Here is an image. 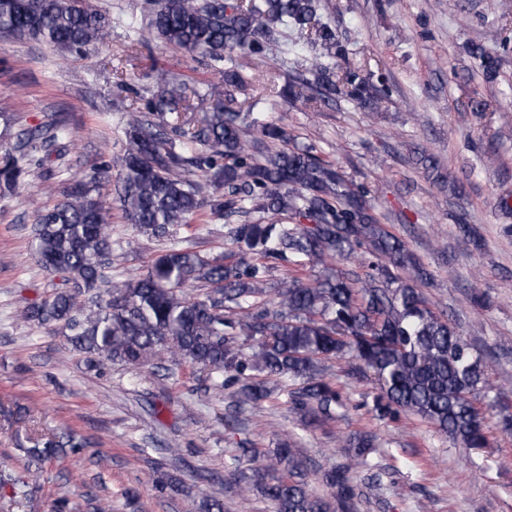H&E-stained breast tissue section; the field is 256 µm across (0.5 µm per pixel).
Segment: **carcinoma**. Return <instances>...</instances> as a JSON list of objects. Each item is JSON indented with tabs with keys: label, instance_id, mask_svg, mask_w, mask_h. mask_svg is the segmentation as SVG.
<instances>
[{
	"label": "carcinoma",
	"instance_id": "obj_1",
	"mask_svg": "<svg viewBox=\"0 0 512 512\" xmlns=\"http://www.w3.org/2000/svg\"><path fill=\"white\" fill-rule=\"evenodd\" d=\"M320 0H144L136 42L158 40L181 49L206 70L240 86L242 60L264 56L277 26L308 36L330 57L342 52L336 31L322 21ZM112 18L91 0H0V31L45 43L62 53L87 56L106 43ZM483 72L498 70L499 56L476 45ZM303 82L310 101L345 95L378 104L384 87L347 72L333 80L322 63ZM157 91L136 97L125 121L115 203L132 229L164 237L174 228L224 221L234 250L208 257L172 247L153 257L145 273L114 285L109 218L101 195L110 167L94 166L61 190V199L35 211L33 244L42 266L65 275L69 287L26 305L19 319L60 325L71 345L88 355L131 365L188 363L213 375L207 391L224 389L229 375L246 401L282 400L305 424L337 418L343 400L325 375V362L350 359L352 371L380 385L372 411L380 419L402 411L432 424L465 448H485L484 413L505 398L491 384L481 356L420 290L409 270L429 278L404 242L381 224L364 187L312 146L288 147L286 132L261 127L247 141L246 115L224 103L210 85L209 111L200 121L182 111L199 91L162 71ZM0 137L15 136L0 153V191L13 193L32 173L48 179L62 167V141L72 137L54 118L34 131L12 134L13 116L0 113ZM262 217L251 222L244 216ZM359 260L362 272L335 267ZM285 272L275 287L268 277ZM49 440L28 449L32 468L13 481L23 496L37 485L39 461L62 451ZM350 460L325 474L331 498L310 491L304 461L288 443L265 468L239 474L240 489H258L275 512H354L348 474L368 464L377 447L367 432L346 439Z\"/></svg>",
	"mask_w": 512,
	"mask_h": 512
}]
</instances>
